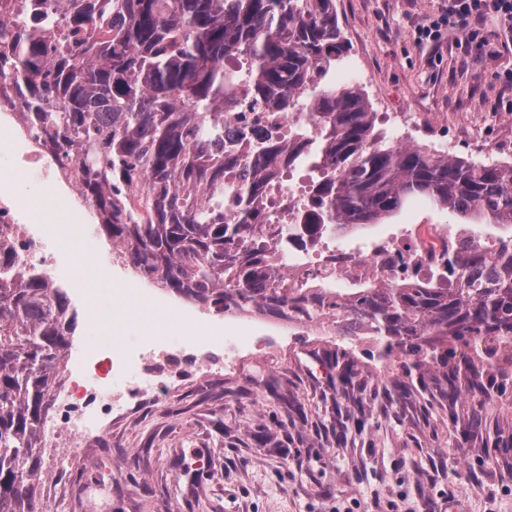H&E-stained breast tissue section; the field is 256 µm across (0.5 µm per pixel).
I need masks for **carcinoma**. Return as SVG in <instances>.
I'll use <instances>...</instances> for the list:
<instances>
[{"instance_id": "obj_1", "label": "carcinoma", "mask_w": 512, "mask_h": 512, "mask_svg": "<svg viewBox=\"0 0 512 512\" xmlns=\"http://www.w3.org/2000/svg\"><path fill=\"white\" fill-rule=\"evenodd\" d=\"M346 52L334 0H0V76L27 98L25 120L76 160L85 202L130 263L190 302L310 317L356 316L389 350L416 357L432 336H512V247L448 263L453 288H365L343 298L277 286L281 253L378 224L415 199L478 224H512V164L386 144L350 85L329 79ZM284 114L308 109L298 145L254 143L240 116L224 146V107L238 99ZM309 163L316 209L273 224L262 203L282 166ZM240 171L224 215V172ZM75 316L41 277L0 281V512H38L41 434ZM448 414L465 391L481 409L478 365L448 353ZM336 375L359 376L342 359Z\"/></svg>"}]
</instances>
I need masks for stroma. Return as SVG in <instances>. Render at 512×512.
<instances>
[{
	"instance_id": "1",
	"label": "stroma",
	"mask_w": 512,
	"mask_h": 512,
	"mask_svg": "<svg viewBox=\"0 0 512 512\" xmlns=\"http://www.w3.org/2000/svg\"><path fill=\"white\" fill-rule=\"evenodd\" d=\"M448 0H336L347 51L337 84L366 76L359 90L376 114L375 131L392 141L395 114L435 119L448 133V155L491 163L512 152V51L496 49L474 60L461 47L463 33L440 27L433 39L419 29L445 14ZM444 224L455 215L410 203L383 229L417 214ZM378 226L337 231L348 248H364ZM112 244L102 230L75 237L64 250L69 271L96 289L100 312L89 326L78 300L65 365L96 341L132 350L151 335L214 348L224 343V323L201 305L153 286L132 266L98 282L94 267ZM125 291L123 313L112 291ZM345 344L289 346L277 364L245 361L224 375L187 370L168 395L144 401L112 419L93 445L77 442L62 471L44 474L38 497L43 512H443L449 494L465 512H512V379L499 377L483 414L499 447H483L448 418L435 380L443 369L400 367L373 377L378 352L352 358L372 380L345 397L331 356ZM278 378L297 401L302 419L290 422L268 388Z\"/></svg>"
}]
</instances>
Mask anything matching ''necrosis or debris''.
<instances>
[{
	"label": "necrosis or debris",
	"mask_w": 512,
	"mask_h": 512,
	"mask_svg": "<svg viewBox=\"0 0 512 512\" xmlns=\"http://www.w3.org/2000/svg\"><path fill=\"white\" fill-rule=\"evenodd\" d=\"M23 99L11 93L7 81L0 79V138L13 148L10 170H0V278L22 271L55 282L62 273L64 260L62 235L44 224L40 209L24 205L19 197L15 172L33 176L47 202L77 204L81 198L75 162L66 166L55 163L50 144L33 140L26 132L21 114ZM258 117L254 134L263 137L276 132L292 137L301 115L266 111L264 106L242 102L226 109L224 137L236 136L238 112ZM312 173L295 162L272 184L264 200L273 223H294L299 209L310 204ZM482 247L493 256L502 239H489L472 228L456 224H407L396 232L376 234L363 252L342 249L335 242H322L301 249L289 246L288 255L276 269L279 281L289 286L321 284L343 293L370 283L388 284L412 281L429 288H451L448 260L465 242ZM303 336L320 342L339 337L341 328L330 315L310 321L284 317L242 318L236 312L224 314V359L228 364L260 354L270 333ZM82 378L70 388L68 403L60 409L61 427L53 442L55 467L70 459L76 440L86 438L89 411L103 408L105 416L129 410L132 401L155 396V378L162 373L178 374L186 367L198 366L213 371L215 360L207 354H195L193 348L167 340L145 339L136 355L120 350L91 347L83 351Z\"/></svg>",
	"instance_id": "obj_1"
}]
</instances>
